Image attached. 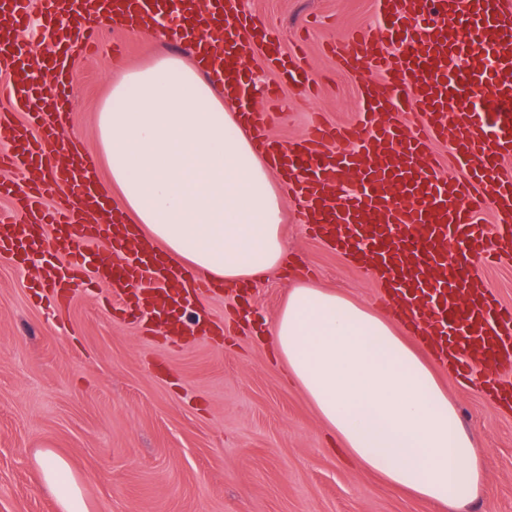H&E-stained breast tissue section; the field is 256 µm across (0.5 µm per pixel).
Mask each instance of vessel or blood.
I'll return each mask as SVG.
<instances>
[{
	"instance_id": "vessel-or-blood-1",
	"label": "vessel or blood",
	"mask_w": 512,
	"mask_h": 512,
	"mask_svg": "<svg viewBox=\"0 0 512 512\" xmlns=\"http://www.w3.org/2000/svg\"><path fill=\"white\" fill-rule=\"evenodd\" d=\"M57 32L90 44L102 19L142 24L163 14L174 43L193 50L205 74L247 118V130L283 172L315 238L355 255L370 253L374 277L392 293L395 320L424 337L427 352L461 384L476 367L512 368V308L475 271L512 257V0H377L378 33L351 34L337 49L342 68L378 73L365 84L355 124L313 125L284 143L267 132L269 113L252 110L253 87L240 72L255 28L240 0H42ZM26 0H0V58H18L10 34L27 23ZM71 50L49 56L57 92H36L21 68L0 81V255L23 260L26 243L51 237L56 259L37 279L68 305L87 278L111 288L120 306L149 310L170 345L188 325L182 311L210 282L171 260L133 225L89 215L110 197L82 148L67 142L53 162L46 139L62 127L72 80ZM280 78L306 84L298 56L275 51ZM419 118L405 126L402 114ZM339 142L336 151L328 142ZM448 146L454 175L441 174L432 146Z\"/></svg>"
}]
</instances>
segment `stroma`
Returning a JSON list of instances; mask_svg holds the SVG:
<instances>
[{
  "mask_svg": "<svg viewBox=\"0 0 512 512\" xmlns=\"http://www.w3.org/2000/svg\"><path fill=\"white\" fill-rule=\"evenodd\" d=\"M283 51L303 54L309 92L281 82L260 45L245 59L248 80L277 88L258 106L277 118L271 136L288 142L319 121H354L366 70H344L336 45L376 23V0H244ZM96 53L72 59L65 138L97 156L96 116L112 83L170 42L109 26ZM282 233L289 266L258 285L203 297L222 330L193 326L180 347L162 331L115 318L108 288L78 294L54 311L28 290L35 269L0 256V512H57L36 451L70 463L86 499L101 512H446L394 491L344 461L313 404L290 382L259 327L239 318L240 300L272 322L292 286L291 265L317 284L380 308L382 290L367 268L313 237L293 203ZM440 379L485 453L481 500L463 512H512V408L481 389Z\"/></svg>",
  "mask_w": 512,
  "mask_h": 512,
  "instance_id": "obj_1",
  "label": "stroma"
}]
</instances>
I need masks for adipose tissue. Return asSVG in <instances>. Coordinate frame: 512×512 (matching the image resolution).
<instances>
[{
  "label": "adipose tissue",
  "mask_w": 512,
  "mask_h": 512,
  "mask_svg": "<svg viewBox=\"0 0 512 512\" xmlns=\"http://www.w3.org/2000/svg\"><path fill=\"white\" fill-rule=\"evenodd\" d=\"M97 135L124 214L170 257L229 286L283 266L284 203L270 162L197 66L159 56L127 70ZM270 332L290 379L363 471L450 512L480 498L484 452L390 317L301 279ZM36 464L60 512H90L66 459L43 449Z\"/></svg>",
  "instance_id": "adipose-tissue-1"
}]
</instances>
